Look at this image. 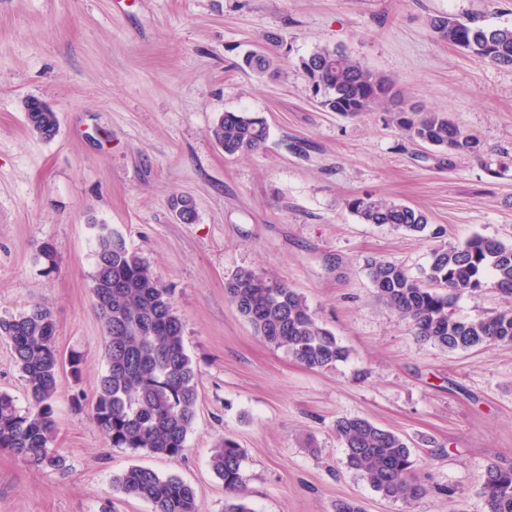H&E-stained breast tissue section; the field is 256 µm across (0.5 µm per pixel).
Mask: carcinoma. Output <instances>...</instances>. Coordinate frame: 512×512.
I'll return each mask as SVG.
<instances>
[{
  "label": "carcinoma",
  "instance_id": "obj_1",
  "mask_svg": "<svg viewBox=\"0 0 512 512\" xmlns=\"http://www.w3.org/2000/svg\"><path fill=\"white\" fill-rule=\"evenodd\" d=\"M429 27L439 40L471 56L512 67V26L491 27L446 14L430 17ZM246 64L263 73L273 58L255 52ZM302 66L321 86L320 104L331 112L355 116L385 102L402 104L391 78L339 47L316 48L302 59ZM24 107L29 130L42 140L53 139L59 130L57 112L37 98L27 99ZM401 123L415 140L482 158L480 140L465 134L443 112H417ZM209 134L232 156L264 147L268 128L247 112L225 111ZM348 206L364 224L410 233L428 227L423 212L375 194L355 197ZM370 278L377 298L407 320L422 342L449 351L512 344V306L478 320H459L450 313L463 292L493 288L512 298V246L474 235L460 246L435 251L422 280L387 261L372 263ZM91 283L105 331L106 361L91 419L114 448L166 457L182 454L197 416L198 383L171 291L120 233L106 227L96 239ZM226 293L257 335L305 367L323 370L346 357L336 337L318 324L302 297L287 285L241 270L226 283ZM0 337L10 344L27 398V407L21 409L11 395L0 393V450L29 465L63 472L66 460L52 448L58 379L65 366L79 377L81 358L72 354L63 360L53 314L41 303L17 316L1 317ZM336 434L345 448L346 466L382 496L411 502L427 493L415 474L411 449L396 432L353 417L337 420ZM242 461V449L226 439L211 456V468L228 494L226 512H250L243 501ZM114 483L123 494L149 503L152 512H199L195 489L178 477L131 466ZM480 496L484 512H512V467L489 464Z\"/></svg>",
  "mask_w": 512,
  "mask_h": 512
}]
</instances>
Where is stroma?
Returning a JSON list of instances; mask_svg holds the SVG:
<instances>
[{
  "label": "stroma",
  "instance_id": "35a3bbf8",
  "mask_svg": "<svg viewBox=\"0 0 512 512\" xmlns=\"http://www.w3.org/2000/svg\"><path fill=\"white\" fill-rule=\"evenodd\" d=\"M438 14L510 26L512 0H0V317L46 305L62 355L82 359L80 377H59L53 446L66 472L0 452V512H151L113 486L134 465L190 484L200 512H224L209 458L225 438L243 451L253 512H335L341 499L362 512H483L487 465L512 466V344L418 341L368 268L385 260L419 278L435 250L472 235L512 244V68L439 41ZM325 45L392 78L407 105L448 113L483 159L414 141L389 104L325 111L301 66ZM265 48L274 64L259 75L244 59ZM30 97L57 112L54 139L28 129ZM224 111L265 119V146L225 155L209 135ZM366 193L421 210L429 231L361 223L348 202ZM175 195L193 201L192 223L176 218ZM103 226L145 258L182 320L199 394L183 455L110 447L70 404L94 401L105 370L91 291ZM244 269L296 290L346 359L311 370L257 336L225 293ZM510 305L465 292L453 316ZM342 417L405 438L427 494L387 499L349 470Z\"/></svg>",
  "mask_w": 512,
  "mask_h": 512
}]
</instances>
